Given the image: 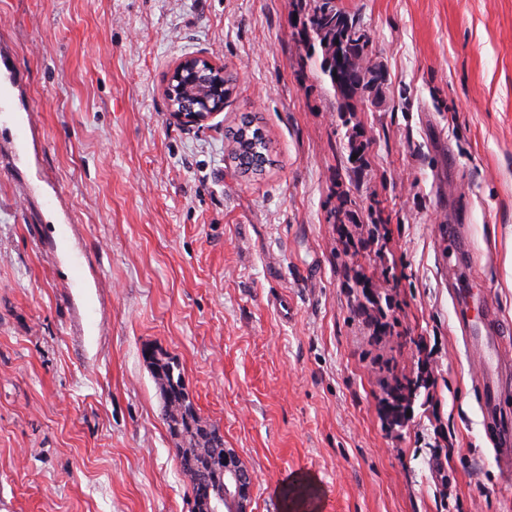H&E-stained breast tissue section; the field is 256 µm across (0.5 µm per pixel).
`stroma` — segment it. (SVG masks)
<instances>
[{
  "mask_svg": "<svg viewBox=\"0 0 512 512\" xmlns=\"http://www.w3.org/2000/svg\"><path fill=\"white\" fill-rule=\"evenodd\" d=\"M340 3L385 73L350 114L288 0H0V512H192L156 350L251 473L248 512L299 474L326 512H512L450 295L512 324V0ZM187 55L236 79L199 126L164 96ZM244 114L273 148L252 179L226 152ZM423 370L388 427L385 383Z\"/></svg>",
  "mask_w": 512,
  "mask_h": 512,
  "instance_id": "1",
  "label": "stroma"
}]
</instances>
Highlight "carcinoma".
Wrapping results in <instances>:
<instances>
[{
  "instance_id": "1",
  "label": "carcinoma",
  "mask_w": 512,
  "mask_h": 512,
  "mask_svg": "<svg viewBox=\"0 0 512 512\" xmlns=\"http://www.w3.org/2000/svg\"><path fill=\"white\" fill-rule=\"evenodd\" d=\"M289 3L299 15L298 42L309 50L310 57L314 56L315 48H320L319 69L345 111H355L354 101L362 94L379 93L385 75L380 67L371 64L369 41L361 33L362 25L356 15L346 11L339 0H289ZM234 88L232 75L224 74V96L221 97L213 92V82L186 72L173 93L177 101L186 97L215 101L229 99ZM227 139L229 156L239 174L260 175L265 166L273 164L270 141L254 119L242 117L229 131ZM149 359L163 401V420L174 442L180 468L191 483L193 500L214 498L217 481L197 478L188 460L219 466L226 451L224 436L219 426L198 415L183 371L175 359L154 354ZM416 391L417 387L399 380L388 387L392 397L405 402L416 396ZM300 493L315 497V490L307 484L287 486L281 491L283 509H288L289 500Z\"/></svg>"
}]
</instances>
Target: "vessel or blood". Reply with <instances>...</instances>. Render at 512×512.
Listing matches in <instances>:
<instances>
[{
	"instance_id": "b4317fda",
	"label": "vessel or blood",
	"mask_w": 512,
	"mask_h": 512,
	"mask_svg": "<svg viewBox=\"0 0 512 512\" xmlns=\"http://www.w3.org/2000/svg\"><path fill=\"white\" fill-rule=\"evenodd\" d=\"M456 306L466 349L478 360L480 374L476 387L480 404L488 422L497 429L495 454L503 465H511L512 421L502 418L499 410L500 398L505 391L502 376L512 366V354L503 346L504 329L481 293L459 298Z\"/></svg>"
}]
</instances>
